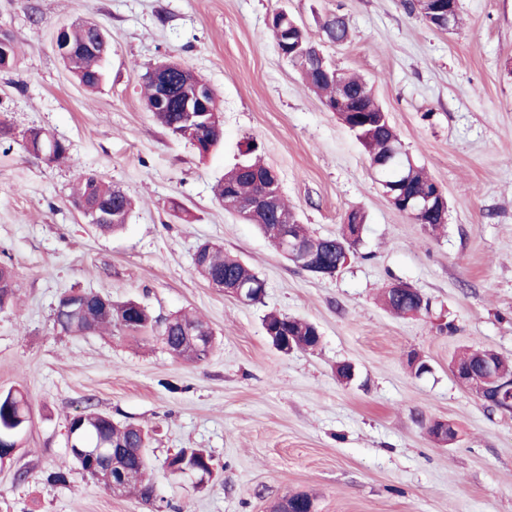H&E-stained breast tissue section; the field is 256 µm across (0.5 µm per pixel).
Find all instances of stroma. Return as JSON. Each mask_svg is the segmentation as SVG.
<instances>
[{
    "instance_id": "stroma-1",
    "label": "stroma",
    "mask_w": 512,
    "mask_h": 512,
    "mask_svg": "<svg viewBox=\"0 0 512 512\" xmlns=\"http://www.w3.org/2000/svg\"><path fill=\"white\" fill-rule=\"evenodd\" d=\"M286 10L336 68L362 75L404 149L443 188L448 215L433 233L382 194L355 136L307 88L268 27ZM345 15L346 43L325 18ZM99 25L105 77L87 90L55 49L59 28ZM17 48L0 70V264L17 295L0 311V392L22 391L32 419L0 461V512H150L115 497L71 459L70 419L85 406L148 429L147 455L164 512H270L302 492L315 512H512V414L491 411L453 376L464 348L512 361V0H459L452 32L404 0H0V37ZM186 65L213 88L223 124L205 157L148 112L143 76ZM70 148L48 163L24 150L30 129ZM278 176L310 233L367 215L357 256L332 277L283 258L257 228L225 211L214 187L247 144ZM94 173L135 202L115 233L70 203ZM205 242L265 282L251 305L193 270ZM403 282L427 312L398 317L380 300ZM71 290L129 299L158 319L188 311L216 336L200 362L155 337L61 333L57 301ZM314 323L312 351L277 350L268 313ZM430 370L415 375L409 355ZM357 377L343 383L339 364ZM457 432L450 445L427 432ZM204 448L215 476L204 490L166 476V457ZM66 481L52 485L49 473ZM323 32L331 42L340 44L347 41L349 37V27L345 17L335 14L328 17L322 25Z\"/></svg>"
}]
</instances>
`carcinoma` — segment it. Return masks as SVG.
Masks as SVG:
<instances>
[{"mask_svg": "<svg viewBox=\"0 0 512 512\" xmlns=\"http://www.w3.org/2000/svg\"><path fill=\"white\" fill-rule=\"evenodd\" d=\"M271 22L277 26L280 24L279 16L272 17ZM282 25V24H280ZM283 40L278 44L281 54L288 55L289 62L300 72L303 80L310 89L324 97V101L336 100L337 87L353 96L361 106V112L353 115L347 112L338 113L339 120L349 125L356 138L367 151L368 158L374 159L386 155L388 152L397 151L395 164L398 166L409 164L410 156L403 149L400 138L391 125L388 114L376 101L372 87L363 78L340 71L337 81L333 82L323 75L317 64L310 58L298 56L299 51L306 49L314 42L306 31L301 28H290L283 24ZM323 32L331 42L340 44L347 41L349 27L345 17L335 14L328 17L322 25ZM102 30L93 24L79 23L67 28L66 39L70 53L65 62L70 65L76 78L88 88H94L102 81V62L105 54L101 51L99 36ZM155 95L154 84L149 76H144V100L148 111L152 112L156 120L173 133H179V137L189 141L206 139V131L200 127L183 123V114L175 109H153ZM25 149L31 155L43 151L51 155V160L57 161L69 157L68 145L54 135L33 129L25 139ZM268 172V167L258 161H243L224 174V178L218 182L214 189L215 197L225 198L230 194L237 197H248L258 190V178ZM411 180L408 192L423 194L432 187L433 179L425 172L424 168L414 165L410 169ZM71 203L76 208H82L88 214L96 212V208L107 206V216L95 222V225L104 230H115L126 224L132 212L133 201L121 188L105 182L98 175L84 173L79 177L75 190L71 195ZM249 223L258 227L261 233H266L268 224H285L291 226L296 238L310 241L313 236L309 234L305 225L298 222L293 212L288 208L284 199H279L278 208L271 216L267 217L261 212L255 213ZM358 225L359 231H364L366 215L360 210L349 211L341 225L339 232L326 238L320 244L325 262L330 267L344 263L345 251L358 245L361 239H349L351 226ZM204 265L198 272L205 280L217 277L225 278L231 282H257L260 277L243 265L236 258L224 254L220 247L209 243L204 244ZM15 296L14 273L7 266H0V311L13 303ZM81 301L86 305L84 314L74 317L63 310L67 303V295L59 298L55 309V324L63 333L81 336L87 334H99L106 329H117L128 333H138L148 329H154L157 320L151 313L137 302L128 300L122 303H114L107 299L108 309H98L100 294L83 291ZM384 305L394 314L407 316L416 310L428 309V304L417 291L399 290L394 286H388L382 294ZM203 326L205 322L188 314L173 316V325L168 332H159V335H168V341L176 349V357L198 362L204 359L194 345L180 336L182 325ZM264 329L268 336L293 337L294 347L312 349L319 344L318 328L307 321L282 315L270 314L264 320ZM484 354L494 362L491 375L509 377L512 375V362L503 360L496 353L485 350H473L467 348L460 352L455 361L461 365L475 366L479 364L478 354ZM29 406L28 400L18 390H10L0 395V430L3 432H23L20 427L22 418L20 412ZM81 434L84 445L94 446L99 441L105 440L124 445L127 457L118 461V464L126 472L125 493L134 494L144 503L148 502L150 495L156 489L153 481L146 476L148 463L143 453V448L148 442V434L134 424H120L112 422V419L89 406L78 413ZM165 471L172 475L176 471L189 469L193 472L195 480L191 484L196 489L207 486L214 474L213 459L204 448H182L166 457L164 461ZM288 507L291 512H313L314 503L307 493H296L288 496Z\"/></svg>", "mask_w": 512, "mask_h": 512, "instance_id": "cac0c4a2", "label": "carcinoma"}]
</instances>
